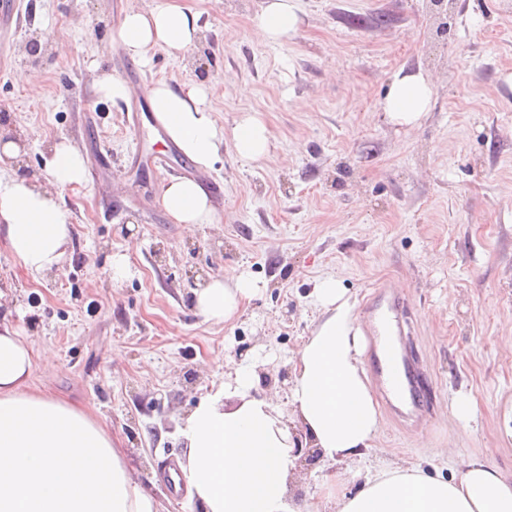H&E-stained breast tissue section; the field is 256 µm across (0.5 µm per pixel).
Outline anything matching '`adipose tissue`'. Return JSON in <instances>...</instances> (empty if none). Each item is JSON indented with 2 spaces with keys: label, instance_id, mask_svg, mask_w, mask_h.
<instances>
[{
  "label": "adipose tissue",
  "instance_id": "1",
  "mask_svg": "<svg viewBox=\"0 0 512 512\" xmlns=\"http://www.w3.org/2000/svg\"><path fill=\"white\" fill-rule=\"evenodd\" d=\"M298 24L296 0H267L254 20L257 34L269 42L294 33ZM199 32L197 14L173 2L126 12L115 37L145 66L158 50L184 56ZM432 96L421 71L402 70L381 106L396 124L415 126L429 112ZM149 99L180 151L211 166L224 130L206 104L205 86L176 89L160 81ZM269 143L267 126L253 115L233 132L234 150L245 160H268ZM46 169L43 178L0 174V233L18 265L34 276L53 271L66 254L71 216L57 195L84 184L86 159L59 143ZM161 205L179 224L216 219L208 192L190 178L172 180ZM258 291L245 275L221 276L199 291L197 306L206 320L225 323ZM314 297L320 318L292 360L288 409L254 396L261 375L256 364L244 363L183 417L179 433L186 454L179 469L202 512H512V474L478 456L465 459L459 476L447 481L416 466L387 464L354 495L331 489L314 503L295 500L290 422L317 449L330 482L334 467L363 457L381 429L357 357L353 304L331 276L318 281ZM54 361L51 350L35 351L17 331L0 327V512H157L155 499L127 468L123 441L93 408L33 388L36 367Z\"/></svg>",
  "mask_w": 512,
  "mask_h": 512
}]
</instances>
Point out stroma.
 Segmentation results:
<instances>
[{"label": "stroma", "instance_id": "stroma-1", "mask_svg": "<svg viewBox=\"0 0 512 512\" xmlns=\"http://www.w3.org/2000/svg\"><path fill=\"white\" fill-rule=\"evenodd\" d=\"M167 2L0 0V131L24 137L33 174L59 141L87 159L86 183L60 194L73 238L57 270L31 276L0 237V310L55 354L35 386L94 406L159 512H196L159 477L184 456L180 419L244 359L266 374L255 396L286 408L279 373L320 317L317 281H339L361 330L374 286L390 279L427 369L429 413L398 417L371 383L381 431L364 459L337 468V490L355 494L383 462L449 479L476 454L511 474L502 434L512 410V0H458L444 44L425 0H297L299 27L276 43L254 29L265 0H179L198 14L199 40L185 57L159 51L134 64L113 28L125 10ZM33 34L48 44L35 91L15 79ZM404 67L433 88L413 128L380 107ZM103 72L127 83V99L95 94ZM161 80L205 84L225 135L260 117L270 160L241 159L227 143L206 169L169 151L147 94ZM182 177L221 187L215 223L166 216L162 190ZM115 255L128 260L120 282ZM227 272L261 289L217 324L195 295ZM462 393L477 402L466 424L453 414Z\"/></svg>", "mask_w": 512, "mask_h": 512}]
</instances>
